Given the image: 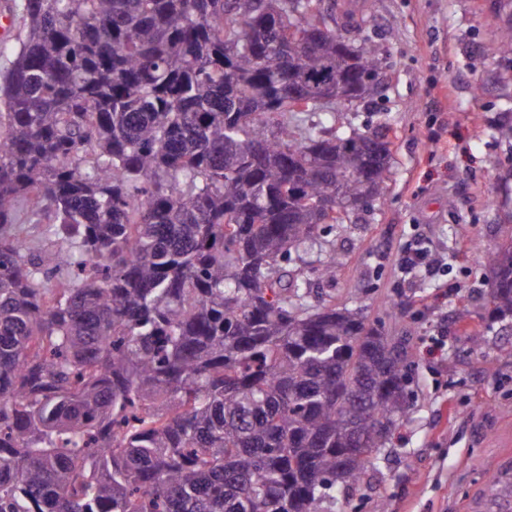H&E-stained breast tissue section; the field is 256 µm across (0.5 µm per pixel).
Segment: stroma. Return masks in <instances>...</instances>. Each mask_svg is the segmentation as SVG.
I'll return each instance as SVG.
<instances>
[{
  "label": "stroma",
  "mask_w": 512,
  "mask_h": 512,
  "mask_svg": "<svg viewBox=\"0 0 512 512\" xmlns=\"http://www.w3.org/2000/svg\"><path fill=\"white\" fill-rule=\"evenodd\" d=\"M381 44L383 91L342 107L341 129L387 127L383 200L336 237L330 282L311 278L318 254L292 267L314 292L365 307L385 335L409 339L407 415L370 486L336 512H470L488 475L512 461V323L482 315L496 248L512 224V62L486 56L502 25L494 0H358ZM443 248L439 279L401 273L408 242ZM483 341L473 346L471 330Z\"/></svg>",
  "instance_id": "1"
}]
</instances>
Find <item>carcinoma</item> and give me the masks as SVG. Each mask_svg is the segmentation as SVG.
<instances>
[{"instance_id": "cac0c4a2", "label": "carcinoma", "mask_w": 512, "mask_h": 512, "mask_svg": "<svg viewBox=\"0 0 512 512\" xmlns=\"http://www.w3.org/2000/svg\"><path fill=\"white\" fill-rule=\"evenodd\" d=\"M21 19L0 42V512H333L405 417L411 354L288 264L384 195L391 155L290 99L379 95L366 20L324 0ZM487 52L512 55L511 23ZM488 260L511 320V225Z\"/></svg>"}]
</instances>
